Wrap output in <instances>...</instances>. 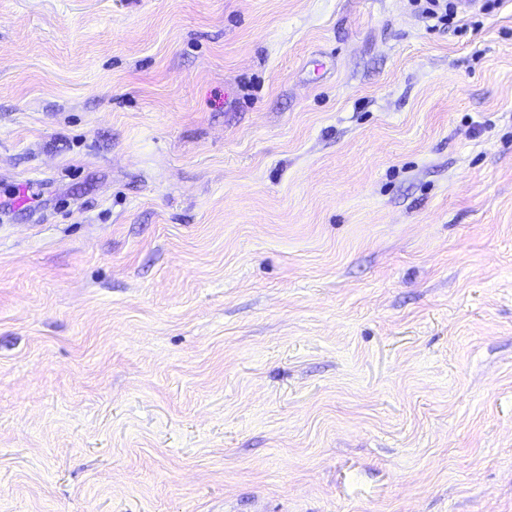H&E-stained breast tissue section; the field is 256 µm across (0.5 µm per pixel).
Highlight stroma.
<instances>
[{
  "instance_id": "stroma-1",
  "label": "stroma",
  "mask_w": 512,
  "mask_h": 512,
  "mask_svg": "<svg viewBox=\"0 0 512 512\" xmlns=\"http://www.w3.org/2000/svg\"><path fill=\"white\" fill-rule=\"evenodd\" d=\"M0 0V512H512V0ZM416 5H421V2H425L423 5V14L427 17L436 19L438 23L442 25H452L455 19H458V11L454 1L446 0H413ZM458 19L456 22H460Z\"/></svg>"
}]
</instances>
